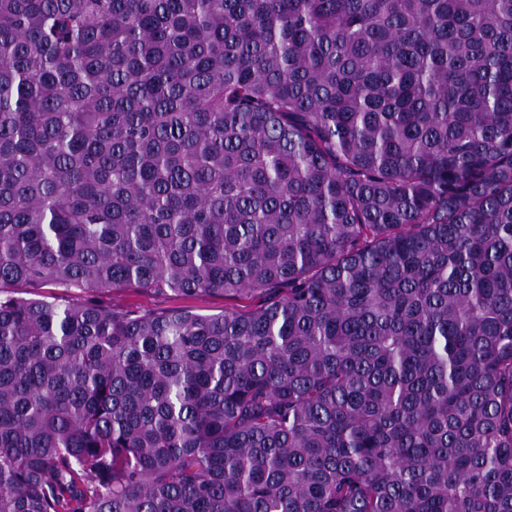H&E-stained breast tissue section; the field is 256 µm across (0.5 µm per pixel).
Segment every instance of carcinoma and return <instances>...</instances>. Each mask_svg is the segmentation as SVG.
Returning a JSON list of instances; mask_svg holds the SVG:
<instances>
[{
    "label": "carcinoma",
    "mask_w": 512,
    "mask_h": 512,
    "mask_svg": "<svg viewBox=\"0 0 512 512\" xmlns=\"http://www.w3.org/2000/svg\"><path fill=\"white\" fill-rule=\"evenodd\" d=\"M0 512H512V0H0ZM99 298L115 308H130L147 312L183 305L201 314H217L224 311L225 304L224 296L221 295H203L190 299H179L126 288H115L111 292L100 295Z\"/></svg>",
    "instance_id": "carcinoma-1"
}]
</instances>
